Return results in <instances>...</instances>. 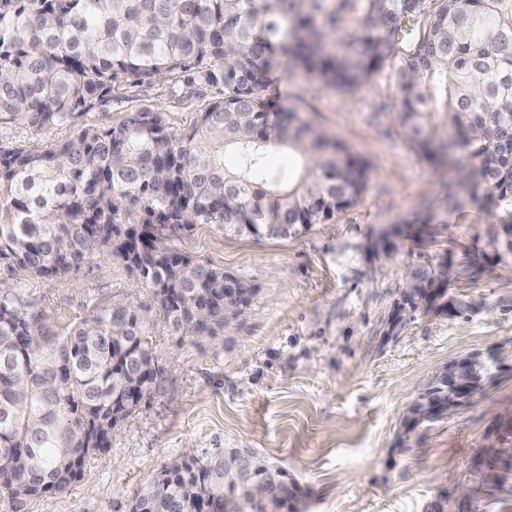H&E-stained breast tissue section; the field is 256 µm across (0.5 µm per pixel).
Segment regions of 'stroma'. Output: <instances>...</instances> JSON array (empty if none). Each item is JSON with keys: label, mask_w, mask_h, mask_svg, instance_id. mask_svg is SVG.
<instances>
[{"label": "stroma", "mask_w": 512, "mask_h": 512, "mask_svg": "<svg viewBox=\"0 0 512 512\" xmlns=\"http://www.w3.org/2000/svg\"><path fill=\"white\" fill-rule=\"evenodd\" d=\"M393 66L334 88L276 57L266 94L297 108L367 168L360 200L335 220L288 237L174 227L164 244L224 269L254 297L215 335L152 342L164 371L149 399L89 459L82 478L28 512H129L160 467L185 451H255L297 486L298 512H512V371L445 420L410 426L409 407L448 361L512 342V257L493 243L502 215L450 203L454 166L422 160L391 119ZM169 82L116 86L109 104L74 126L36 133L0 127V145L42 149L75 128L109 127L127 113H166L188 131L210 100ZM447 272L431 306L396 313L417 270ZM140 282L94 258L32 286L54 323L92 301H119Z\"/></svg>", "instance_id": "1"}]
</instances>
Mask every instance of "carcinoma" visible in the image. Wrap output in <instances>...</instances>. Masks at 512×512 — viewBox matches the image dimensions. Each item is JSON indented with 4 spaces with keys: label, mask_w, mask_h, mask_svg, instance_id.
Segmentation results:
<instances>
[{
    "label": "carcinoma",
    "mask_w": 512,
    "mask_h": 512,
    "mask_svg": "<svg viewBox=\"0 0 512 512\" xmlns=\"http://www.w3.org/2000/svg\"><path fill=\"white\" fill-rule=\"evenodd\" d=\"M349 87L395 61L399 127L427 161L458 151L469 201L512 217V0H0V125H71L115 84L168 80L214 92L185 133L164 113H127L43 150L0 145V504L67 490L150 395L149 339L224 327V269L162 245L168 224L282 237L356 203L366 167L265 94L272 54ZM306 160L287 186L264 152ZM233 149L238 166L224 168ZM139 218H133V215ZM136 274L145 294L92 304L58 332L26 288L93 257ZM433 377L421 397L447 395ZM288 474L243 450L164 463L130 512H281Z\"/></svg>",
    "instance_id": "1"
}]
</instances>
